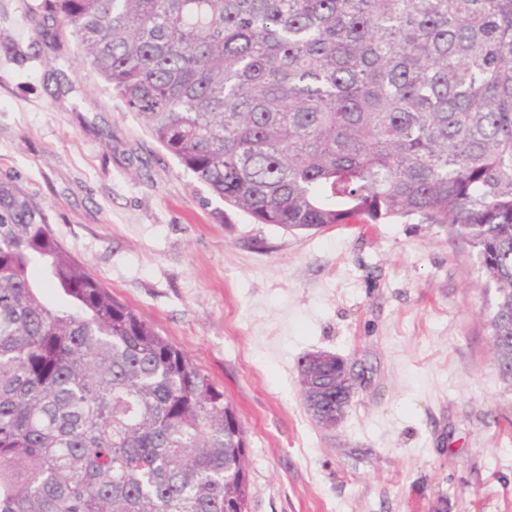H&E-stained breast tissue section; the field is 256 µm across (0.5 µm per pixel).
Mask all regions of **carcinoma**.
<instances>
[{"label": "carcinoma", "mask_w": 512, "mask_h": 512, "mask_svg": "<svg viewBox=\"0 0 512 512\" xmlns=\"http://www.w3.org/2000/svg\"><path fill=\"white\" fill-rule=\"evenodd\" d=\"M38 8L163 149L258 223L420 217L465 243L512 386V0ZM343 370L334 354L299 362L322 427ZM246 455L224 392L0 182V512H247Z\"/></svg>", "instance_id": "obj_1"}]
</instances>
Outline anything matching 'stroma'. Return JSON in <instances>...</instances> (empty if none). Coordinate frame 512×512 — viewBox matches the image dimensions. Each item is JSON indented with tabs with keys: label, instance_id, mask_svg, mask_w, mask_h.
Listing matches in <instances>:
<instances>
[{
	"label": "stroma",
	"instance_id": "35a3bbf8",
	"mask_svg": "<svg viewBox=\"0 0 512 512\" xmlns=\"http://www.w3.org/2000/svg\"><path fill=\"white\" fill-rule=\"evenodd\" d=\"M39 0H0V181L183 350L245 431L249 512H512V388L466 245L418 219L290 232L224 204L83 65ZM366 369L340 424L298 361Z\"/></svg>",
	"mask_w": 512,
	"mask_h": 512
}]
</instances>
